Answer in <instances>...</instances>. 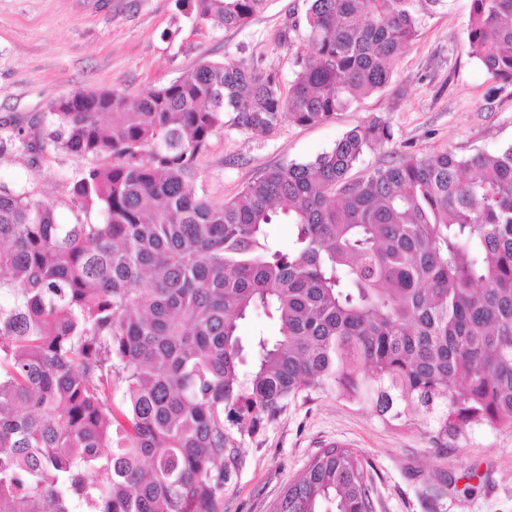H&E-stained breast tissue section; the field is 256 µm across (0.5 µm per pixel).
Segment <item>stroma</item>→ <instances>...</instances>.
Segmentation results:
<instances>
[{
  "label": "stroma",
  "instance_id": "1",
  "mask_svg": "<svg viewBox=\"0 0 512 512\" xmlns=\"http://www.w3.org/2000/svg\"><path fill=\"white\" fill-rule=\"evenodd\" d=\"M306 0H271L242 30L195 27L176 0H0V137L25 129L36 139L50 105L76 90H117L134 98L200 61L242 60L294 71L279 33L302 17ZM470 0H447L427 17L398 59L389 84L332 120L300 126L284 119L270 133L224 126L191 177L196 194L235 198L266 169L314 159L342 135L379 117L392 142L368 151L358 172L403 154L495 152L512 145V85L489 77L467 49ZM93 158L13 144L0 152V184L53 204L62 224L100 221L77 211L70 188ZM355 448L373 467L375 512H512V429L476 426L443 452L429 423L409 411L384 419L373 405L311 392L244 438L242 463L224 488V512H271L309 459L331 444Z\"/></svg>",
  "mask_w": 512,
  "mask_h": 512
}]
</instances>
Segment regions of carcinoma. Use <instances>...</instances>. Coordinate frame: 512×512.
Here are the masks:
<instances>
[{"mask_svg": "<svg viewBox=\"0 0 512 512\" xmlns=\"http://www.w3.org/2000/svg\"><path fill=\"white\" fill-rule=\"evenodd\" d=\"M277 72L201 62L130 100L75 91L48 145L99 163L71 202L0 185V512H223L239 450L303 392L430 421L442 449L512 429V146L403 154L373 118L303 163L212 203L189 181L224 116L261 133L326 122L382 90L445 0H307ZM269 0H177L245 28ZM469 55L512 84V0H471ZM285 220L280 249L269 227ZM262 314L273 330L242 334ZM126 384L121 403L114 388ZM353 448L314 455L272 512H373Z\"/></svg>", "mask_w": 512, "mask_h": 512, "instance_id": "cac0c4a2", "label": "carcinoma"}]
</instances>
